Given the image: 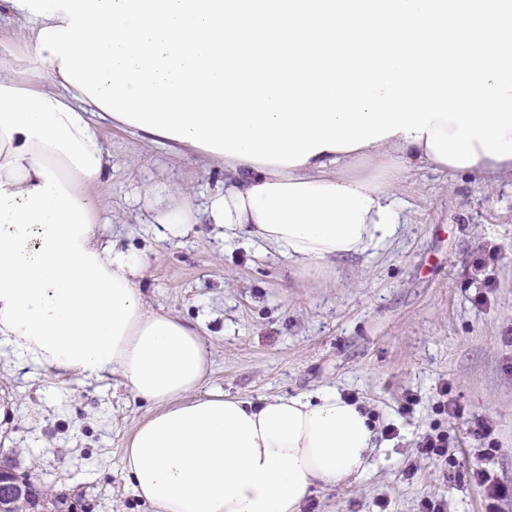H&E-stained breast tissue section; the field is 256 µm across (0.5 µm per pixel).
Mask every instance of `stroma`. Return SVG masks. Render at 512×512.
<instances>
[{
	"label": "stroma",
	"instance_id": "stroma-1",
	"mask_svg": "<svg viewBox=\"0 0 512 512\" xmlns=\"http://www.w3.org/2000/svg\"><path fill=\"white\" fill-rule=\"evenodd\" d=\"M101 136L111 188L89 191L101 235L144 262L148 309L198 326L213 362L208 388L255 399L333 385L378 427H396L394 438L377 436L367 473L316 492L303 512H418L426 497L444 512H512V501L416 455L439 428L463 462L495 449L490 479L512 482V179L407 172L394 188L409 218L399 238L345 261L337 277L313 278L270 248L226 240L216 224L164 234L156 199L184 183L205 199L223 169L114 124ZM445 384L463 417L437 412ZM408 392L417 403L406 413ZM0 406V455L71 512H152L122 471L146 407L120 379L58 377L1 357ZM485 417L493 430L474 440L468 429Z\"/></svg>",
	"mask_w": 512,
	"mask_h": 512
}]
</instances>
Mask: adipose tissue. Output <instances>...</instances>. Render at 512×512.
<instances>
[{
	"label": "adipose tissue",
	"instance_id": "1",
	"mask_svg": "<svg viewBox=\"0 0 512 512\" xmlns=\"http://www.w3.org/2000/svg\"><path fill=\"white\" fill-rule=\"evenodd\" d=\"M26 31L23 57L0 55V350L62 376L122 380L145 416L123 473L153 512H302L316 491L369 469L376 426L336 387L253 401L207 388L210 352L198 329L150 311L140 258L98 230L88 188L108 191L102 125L114 116L64 80L42 28L66 27L0 0ZM427 134L404 133L297 166L202 151L223 166L211 223L330 277L340 260L391 244L403 225L392 190L412 169L450 175ZM154 223L176 235L196 223V196L175 187Z\"/></svg>",
	"mask_w": 512,
	"mask_h": 512
}]
</instances>
